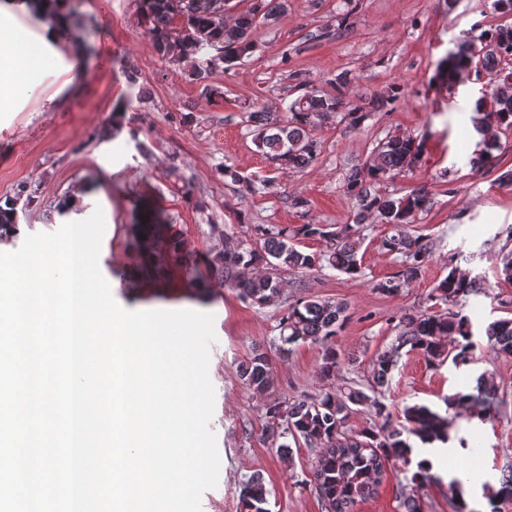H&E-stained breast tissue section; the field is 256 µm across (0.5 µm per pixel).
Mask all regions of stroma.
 Listing matches in <instances>:
<instances>
[{
  "label": "stroma",
  "instance_id": "obj_1",
  "mask_svg": "<svg viewBox=\"0 0 512 512\" xmlns=\"http://www.w3.org/2000/svg\"><path fill=\"white\" fill-rule=\"evenodd\" d=\"M493 0H288L287 11L253 32L252 57L215 72L202 83L188 76V62H169L156 52L140 23L136 0H77L71 20L49 47L50 68L35 70L31 90L14 110L0 112V205L26 189L17 200L26 234L52 233L63 224L88 218L102 209L105 232L99 269L111 283L114 299L130 310H195L213 315L217 341L210 353L209 377L215 390L210 423L220 457L219 480L204 492L202 512H240L239 486L250 475L263 476L269 512H323L312 484L314 458L304 445L291 456L280 454L264 436L260 398L247 391L239 376L254 343L271 339L284 305L261 308L227 286L193 288L188 275L176 272L164 283L143 279L130 246L136 226L147 213L161 212L180 230L189 250L206 252L225 235H243L257 224H349L356 201L344 190L350 169L364 164L387 135L405 132L426 139L418 165L398 177L395 189L424 187L432 208L416 222L419 233L434 243L421 277L397 296L374 289L397 271L396 255L384 252L383 225L370 226L360 250L362 274L351 278L326 269L304 275L283 273L287 289L300 295L347 302L348 320L336 346L341 358H355L336 378L370 382L371 366L395 336L401 313L435 309L428 295L448 273L449 257L482 288L464 308L475 337L485 326L512 318V285L500 282L501 253L512 250V185L498 182L497 171L472 172L479 149L470 116L485 86L456 88L434 82L439 60L460 42L477 38L500 24ZM139 73L131 87L127 66ZM353 79L351 101L395 95L391 110L372 113L360 129L334 117L317 125L313 135L321 154L303 172L277 170L252 141L244 116L253 103L285 110L307 80L334 91L337 75ZM127 103L124 131L96 142L118 103ZM138 129L145 152H138L130 129ZM268 188L243 192L224 178L219 164ZM178 167L171 176L170 167ZM191 184L193 199L183 194ZM303 195L308 213L290 200ZM68 211H59L62 201ZM323 348L306 342L288 357L271 351L278 396L318 394L331 382L321 378ZM492 373L507 406L499 417L482 422L468 415L452 418V428L474 442V456H452L443 464L441 483L428 486L423 512H455L449 484L457 471H478L470 488L480 494L484 481L497 480L512 467V355L476 350L469 366H430L415 353L402 355L382 396L393 414L405 405L444 410L448 394L474 386L476 377Z\"/></svg>",
  "mask_w": 512,
  "mask_h": 512
}]
</instances>
